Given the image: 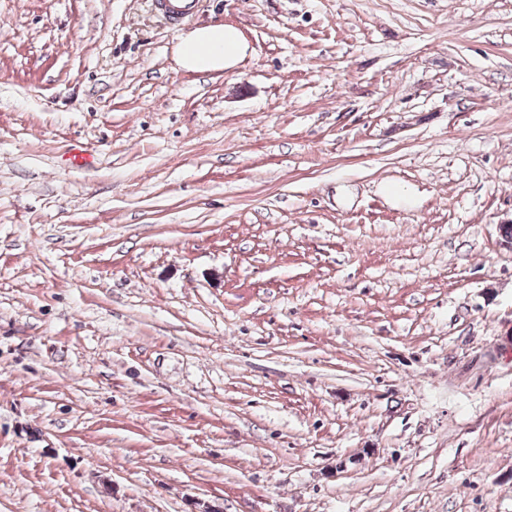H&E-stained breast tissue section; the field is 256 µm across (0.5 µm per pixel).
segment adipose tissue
Masks as SVG:
<instances>
[{"mask_svg":"<svg viewBox=\"0 0 512 512\" xmlns=\"http://www.w3.org/2000/svg\"><path fill=\"white\" fill-rule=\"evenodd\" d=\"M245 52L240 32L224 24H209L194 29L180 45L181 65L193 72L224 69Z\"/></svg>","mask_w":512,"mask_h":512,"instance_id":"ef3b65f1","label":"adipose tissue"}]
</instances>
